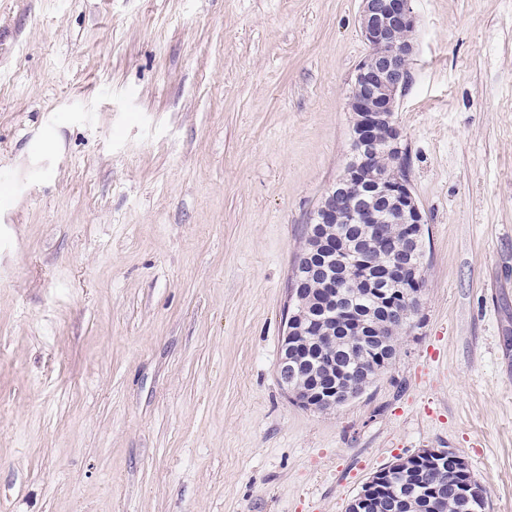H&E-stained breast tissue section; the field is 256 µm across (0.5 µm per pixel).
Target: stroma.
<instances>
[{
  "mask_svg": "<svg viewBox=\"0 0 512 512\" xmlns=\"http://www.w3.org/2000/svg\"><path fill=\"white\" fill-rule=\"evenodd\" d=\"M360 9L0 0V512H346L422 448L512 512V0H414L425 288L396 357L331 411L277 381ZM407 458L418 461L430 460L438 469L448 464L461 471H467L469 468L466 460L449 448H423Z\"/></svg>",
  "mask_w": 512,
  "mask_h": 512,
  "instance_id": "stroma-1",
  "label": "stroma"
}]
</instances>
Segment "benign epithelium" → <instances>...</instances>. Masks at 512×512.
<instances>
[{"label":"benign epithelium","mask_w":512,"mask_h":512,"mask_svg":"<svg viewBox=\"0 0 512 512\" xmlns=\"http://www.w3.org/2000/svg\"><path fill=\"white\" fill-rule=\"evenodd\" d=\"M413 2L362 0L359 28L368 54L355 69L348 100L349 110L355 117L354 157L317 209L318 223L369 224L372 236L386 246L384 252L375 253L362 238L342 235L336 240L339 251L370 276L371 291L379 296L384 311V326L366 323L360 309L351 304L339 310L340 320L349 328L350 335L362 339L367 351L376 353L387 363L396 356V350L388 349V338L399 325L411 326L424 287L421 255L425 221L405 174L404 135L395 120L398 97L409 81L408 60L414 52ZM394 224L409 225L401 246L395 251L388 246ZM311 238L301 256L298 277L290 288L276 374L281 387L295 402L327 411L357 398L365 388L346 380L353 372L343 365L340 372L345 385L341 387L332 384L306 388L299 384L301 362L297 360L295 347L299 338L309 335L312 321L301 298L302 287L320 270L317 262L326 246L324 236L313 234ZM316 343L321 347L320 364L336 367L332 337L319 336ZM410 458L430 460L439 469L449 464L461 471L468 470L466 460L449 448H423ZM396 470L394 463L375 472L351 501L348 512H368L377 494L388 492L385 484ZM427 510L448 512V498L440 489L429 492Z\"/></svg>","instance_id":"1"}]
</instances>
